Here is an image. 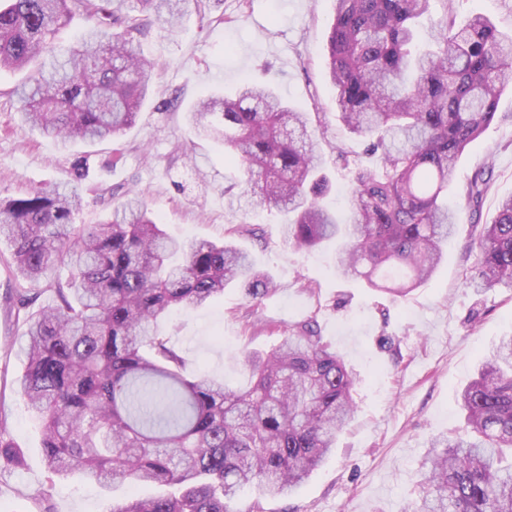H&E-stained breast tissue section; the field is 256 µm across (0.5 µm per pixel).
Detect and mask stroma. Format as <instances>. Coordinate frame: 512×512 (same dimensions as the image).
<instances>
[{
  "instance_id": "1",
  "label": "stroma",
  "mask_w": 512,
  "mask_h": 512,
  "mask_svg": "<svg viewBox=\"0 0 512 512\" xmlns=\"http://www.w3.org/2000/svg\"><path fill=\"white\" fill-rule=\"evenodd\" d=\"M450 12L461 21L484 15L512 33V0H433L420 20L423 43H433ZM333 18V0H201L177 25L155 22L135 43L155 64L153 93L116 144L65 147L30 128L10 94L20 73L1 71L0 197L69 179L79 166L85 207L78 223H96L104 214L105 189L121 186L146 191L150 209L172 237L237 240L277 290L250 303L235 285L206 307L172 312L161 329L188 361L231 387H246L244 351L269 349L289 324L312 316L324 341L359 378L357 412L339 435L335 454L288 498L264 501L266 512H407L422 490L431 439L463 427L460 392L501 337L512 336V292L467 285L471 245L500 201L512 195V91L502 93L494 120L457 164L448 200L460 222L433 277L404 298L374 291L337 272L335 246L294 249L282 238V215L244 214L241 205L250 194L242 171L187 119L189 107L208 92L231 93L244 78L270 84L291 106L310 113L309 132L330 180L325 201L344 211L350 174L338 151L374 169L380 160L366 157L363 140L336 119V89L325 77ZM486 163L492 177L474 211L464 188ZM244 220L258 228L259 238L238 233ZM9 255L1 242L0 426L21 449L23 463L0 462V512H110L113 502L130 495L153 496L150 484L108 492L76 474L49 476L40 423L17 392L26 326L10 309L15 282Z\"/></svg>"
}]
</instances>
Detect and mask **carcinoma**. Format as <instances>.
Masks as SVG:
<instances>
[{
	"mask_svg": "<svg viewBox=\"0 0 512 512\" xmlns=\"http://www.w3.org/2000/svg\"><path fill=\"white\" fill-rule=\"evenodd\" d=\"M432 0H335L326 75L336 117L378 155L379 172L352 169L350 218L320 203L328 181L306 113L250 80L210 94L189 112L244 171L252 206L289 216L284 240L299 250L342 241L336 267L396 297L424 284L444 257L458 213L448 181L512 88V34L475 15L448 13L433 46L417 48L416 21ZM191 0H8L0 6V69L33 68L17 90L22 121L65 145L114 140L131 129L152 63L133 42L152 16L173 24ZM76 15L77 43L57 46ZM70 180L0 200V240L17 280V305L50 292L27 318V368L18 392L43 422L48 472L78 473L104 489L152 483L162 495L110 512H234L247 487L291 494L336 448L356 405L357 375L323 342L310 317L288 325L265 354L244 355L253 383L234 389L189 371L159 322L198 308L233 282L259 302L274 282L231 243L167 236L146 193L95 224H78L83 199ZM491 180L482 166L465 198L477 210ZM472 288H512V196L474 243ZM466 428L432 440L423 495L411 512H512V336L503 338L460 394ZM22 454L0 429V461Z\"/></svg>",
	"mask_w": 512,
	"mask_h": 512,
	"instance_id": "carcinoma-1",
	"label": "carcinoma"
}]
</instances>
